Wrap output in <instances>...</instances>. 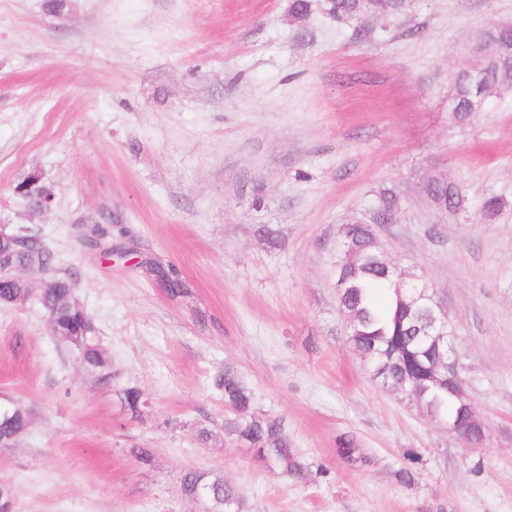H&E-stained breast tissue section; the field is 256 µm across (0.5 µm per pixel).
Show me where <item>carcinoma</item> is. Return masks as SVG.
<instances>
[{"mask_svg": "<svg viewBox=\"0 0 512 512\" xmlns=\"http://www.w3.org/2000/svg\"><path fill=\"white\" fill-rule=\"evenodd\" d=\"M405 0H291L290 11L294 19L304 21L314 11H319L338 23L359 19L361 14L396 17L402 14ZM494 44L498 48L499 63L476 69L472 66L460 70L456 76L459 89L455 102V121L463 123L483 109L486 99L480 96L479 83L491 85L502 74L512 70V26L492 27ZM428 189L440 201L446 212L456 214L465 210L466 195L462 186L450 190L445 184H430ZM396 212V195L383 190L373 213V221L386 224ZM374 230L369 224H344L341 235L359 250L362 259L356 264L341 266L338 281V304L353 319L347 341L373 378L388 388L408 387L415 396L432 404L452 423L465 424L471 417L468 402L461 396L464 387L461 366H456L454 376H448L446 350L454 337L452 328L445 329V336L434 338L423 335L430 316L429 297H437L432 287L418 288L403 285L400 280L386 273L385 266L376 261L373 245ZM148 273L166 287L168 294H184L180 279L170 275L167 268L154 263ZM70 280L57 277L40 288L46 304L57 315L64 332L59 341L70 344L82 353V361L104 372L110 378L108 360L93 338L94 326L89 314L69 305ZM224 391V404L233 410L235 418L226 429L238 440L255 449L256 457L281 470L294 480L306 478L308 465L294 448L285 433L282 420L255 414L251 393L240 381L237 372L227 366L217 381ZM30 425L29 411L17 405L10 417L0 414V439L20 437ZM337 454L347 463L359 459L357 441L345 434L338 439ZM183 489L191 497H201L212 503L214 512H231L226 505L243 503L241 491L217 477L204 481V476L186 474Z\"/></svg>", "mask_w": 512, "mask_h": 512, "instance_id": "obj_1", "label": "carcinoma"}]
</instances>
